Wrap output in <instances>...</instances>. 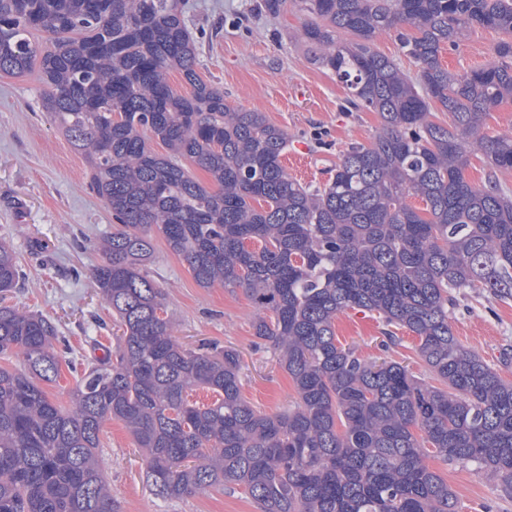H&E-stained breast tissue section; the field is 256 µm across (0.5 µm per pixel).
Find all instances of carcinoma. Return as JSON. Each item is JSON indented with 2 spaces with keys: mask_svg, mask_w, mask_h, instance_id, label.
I'll return each mask as SVG.
<instances>
[{
  "mask_svg": "<svg viewBox=\"0 0 512 512\" xmlns=\"http://www.w3.org/2000/svg\"><path fill=\"white\" fill-rule=\"evenodd\" d=\"M298 6L316 62L350 105L381 118L373 141L343 151L315 188L282 165L284 129L198 78L182 0H0V76L39 75L44 112L84 154L117 223L91 277L122 328L85 365L71 406L52 401L41 383L59 376L55 346L68 340L7 304L23 274L0 240V360L24 358L20 369L0 365V512H119L99 469L108 420L129 430L164 500L222 486L260 512H457L431 457L512 491V382L449 323L461 288L512 298V196L495 175L512 170V136L481 133L484 114L512 99V0ZM474 28L503 34L494 59L448 73L442 51ZM390 31L419 64L416 80L378 51ZM433 103L448 125L431 120ZM149 137L166 153L148 149ZM477 152L490 169L479 185L466 175ZM183 158L217 189L192 179ZM156 233L200 287L241 289L259 309L257 345L294 384L288 410L245 400L237 350L186 349L173 336L145 269ZM348 310L388 327L386 349L389 327L413 333L442 387L339 346L335 323ZM197 389L214 401L190 402Z\"/></svg>",
  "mask_w": 512,
  "mask_h": 512,
  "instance_id": "cac0c4a2",
  "label": "carcinoma"
}]
</instances>
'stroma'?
<instances>
[{"mask_svg":"<svg viewBox=\"0 0 512 512\" xmlns=\"http://www.w3.org/2000/svg\"><path fill=\"white\" fill-rule=\"evenodd\" d=\"M256 0H184L183 19L195 46V69L204 82L223 90L234 106L261 112L286 130L285 169L298 182L319 186L330 177L340 154L353 144H369L381 128L375 112L346 107V90L335 75L314 62L301 38L303 15L288 0L279 15L255 11ZM498 32L477 28L441 63L462 73L490 61ZM36 75L0 77V240L9 242L24 277L11 303L54 322L70 349L63 368L45 390L70 406L78 376L70 363L103 357L115 345L120 324L95 287L90 270L96 249L111 232L112 214L89 187L87 164L46 118ZM148 270L166 293L174 335L197 347L216 341L237 349L244 363L242 394L258 410H286L296 397L287 373L270 349L255 348L257 310L243 290L197 285L188 266L162 236L153 240ZM450 316L453 332L469 351L512 381V299L467 288L457 291ZM383 326L371 314L347 311L336 321V342L366 359L382 356L430 379L415 336L397 329L398 342L383 351ZM99 457L107 487L121 512H258L239 489L212 488L180 500L157 497L146 481V462L123 424L101 427ZM459 498V512H512V497L499 482L473 470L429 459Z\"/></svg>","mask_w":512,"mask_h":512,"instance_id":"35a3bbf8","label":"stroma"}]
</instances>
